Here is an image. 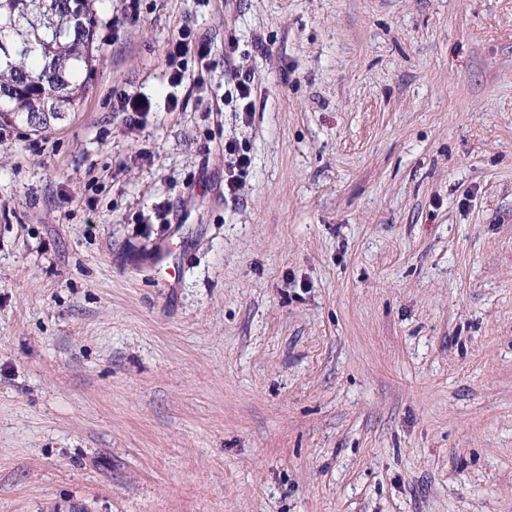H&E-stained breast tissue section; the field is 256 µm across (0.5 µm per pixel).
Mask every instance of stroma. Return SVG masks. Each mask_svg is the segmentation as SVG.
I'll use <instances>...</instances> for the list:
<instances>
[{
  "mask_svg": "<svg viewBox=\"0 0 512 512\" xmlns=\"http://www.w3.org/2000/svg\"><path fill=\"white\" fill-rule=\"evenodd\" d=\"M94 9L80 108L0 124V512H512V0ZM212 46L211 42L206 38H200L196 40L192 36L190 28H185L182 33L172 39L167 44L165 49V55L170 71L167 74V81L172 87H180L189 80L186 93L188 95L195 94L202 100L208 91L207 86L202 80H190V76H186V68H182L176 64L177 61L181 62L184 58L190 56L194 58V62L197 64L198 71L208 70L210 68ZM176 64V67L174 66ZM231 81L233 83V91L230 90V94L226 93V98L231 96V99H235L236 112H242V118L248 116L249 112L253 110V91L255 74L246 71L241 72L237 67L232 70ZM112 109L116 112H149L150 102L140 94H130L123 91L116 95ZM224 155L234 156L235 161L232 162L231 172L224 177V195L235 197L240 190V183L235 170L241 172L248 168L251 164L250 156L245 152H240L236 143L230 141L224 143Z\"/></svg>",
  "mask_w": 512,
  "mask_h": 512,
  "instance_id": "35a3bbf8",
  "label": "stroma"
}]
</instances>
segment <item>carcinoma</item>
I'll return each instance as SVG.
<instances>
[{
	"label": "carcinoma",
	"instance_id": "1",
	"mask_svg": "<svg viewBox=\"0 0 512 512\" xmlns=\"http://www.w3.org/2000/svg\"><path fill=\"white\" fill-rule=\"evenodd\" d=\"M90 0H0V119L44 131L90 90Z\"/></svg>",
	"mask_w": 512,
	"mask_h": 512
}]
</instances>
